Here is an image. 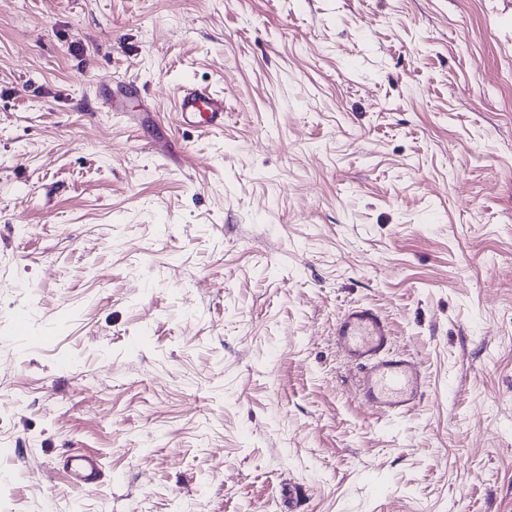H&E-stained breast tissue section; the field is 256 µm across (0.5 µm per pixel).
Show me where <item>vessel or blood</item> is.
I'll list each match as a JSON object with an SVG mask.
<instances>
[{"mask_svg":"<svg viewBox=\"0 0 512 512\" xmlns=\"http://www.w3.org/2000/svg\"><path fill=\"white\" fill-rule=\"evenodd\" d=\"M175 116L181 125L220 129L224 126V99L202 87H185L175 100ZM336 343L359 370L360 400L380 414L397 416L419 404L425 377L414 360L391 351L388 322L374 309L353 306L336 320ZM66 471L73 485L85 487L101 478L96 457L74 454Z\"/></svg>","mask_w":512,"mask_h":512,"instance_id":"obj_1","label":"vessel or blood"}]
</instances>
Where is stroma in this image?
I'll return each instance as SVG.
<instances>
[{"mask_svg": "<svg viewBox=\"0 0 512 512\" xmlns=\"http://www.w3.org/2000/svg\"><path fill=\"white\" fill-rule=\"evenodd\" d=\"M189 84L223 130L176 126ZM352 303L424 372L410 413L360 402ZM291 488L512 512V0H0V512ZM66 472L73 485L85 487L101 479V466L96 457L87 454H73L66 462Z\"/></svg>", "mask_w": 512, "mask_h": 512, "instance_id": "obj_1", "label": "stroma"}]
</instances>
